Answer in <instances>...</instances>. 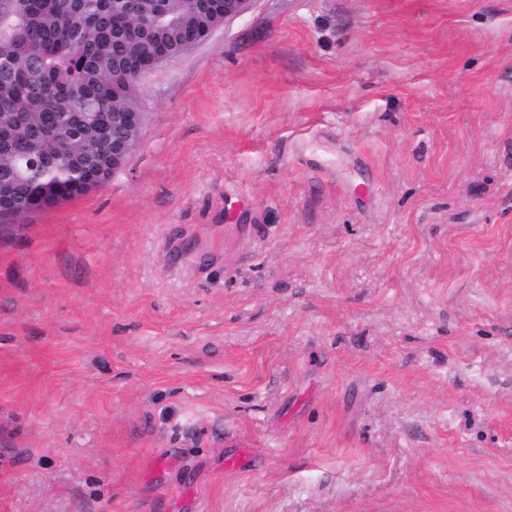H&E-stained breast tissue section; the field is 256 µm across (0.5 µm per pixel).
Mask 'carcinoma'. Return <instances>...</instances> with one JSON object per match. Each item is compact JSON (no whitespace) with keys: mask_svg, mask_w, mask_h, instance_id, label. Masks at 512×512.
Masks as SVG:
<instances>
[{"mask_svg":"<svg viewBox=\"0 0 512 512\" xmlns=\"http://www.w3.org/2000/svg\"><path fill=\"white\" fill-rule=\"evenodd\" d=\"M148 26L112 24V0H0V215L85 193L112 170V113L140 107L130 39L166 48L206 28L195 0H136Z\"/></svg>","mask_w":512,"mask_h":512,"instance_id":"carcinoma-1","label":"carcinoma"}]
</instances>
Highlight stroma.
Instances as JSON below:
<instances>
[{"label":"stroma","instance_id":"obj_1","mask_svg":"<svg viewBox=\"0 0 512 512\" xmlns=\"http://www.w3.org/2000/svg\"><path fill=\"white\" fill-rule=\"evenodd\" d=\"M138 89L0 227V512H512V0H254Z\"/></svg>","mask_w":512,"mask_h":512}]
</instances>
